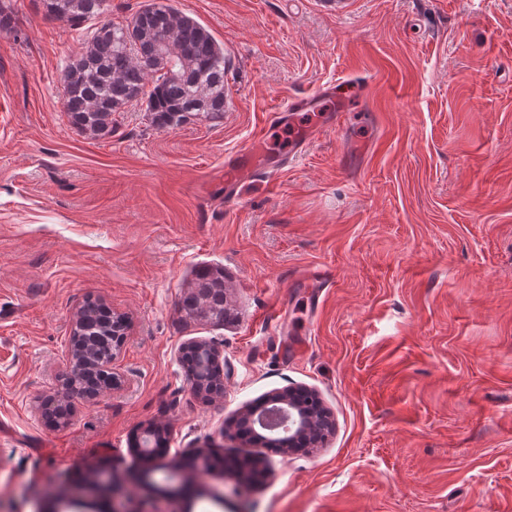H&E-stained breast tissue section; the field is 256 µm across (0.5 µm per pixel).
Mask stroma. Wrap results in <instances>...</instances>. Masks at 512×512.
Returning a JSON list of instances; mask_svg holds the SVG:
<instances>
[{"instance_id": "1", "label": "stroma", "mask_w": 512, "mask_h": 512, "mask_svg": "<svg viewBox=\"0 0 512 512\" xmlns=\"http://www.w3.org/2000/svg\"><path fill=\"white\" fill-rule=\"evenodd\" d=\"M12 2L0 512H110L68 493L95 467L124 512H512V0H172L224 48V116L161 129L134 104L108 138L63 108L85 30ZM301 96L311 109L269 124ZM255 142L277 170L225 204L224 166ZM203 267L224 273L223 322L181 307ZM88 299L128 322L118 383L52 426L40 404ZM193 340L223 350L222 396L190 392ZM296 385L335 419L323 447L279 454L232 427ZM151 425L169 437L146 458ZM192 449L225 467L193 469ZM262 454L269 475L237 492V460Z\"/></svg>"}]
</instances>
